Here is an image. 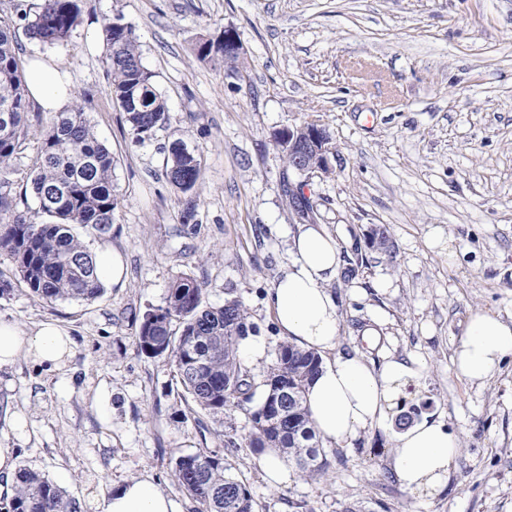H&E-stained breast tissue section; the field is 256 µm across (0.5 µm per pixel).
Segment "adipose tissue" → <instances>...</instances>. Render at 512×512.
Segmentation results:
<instances>
[{"label": "adipose tissue", "mask_w": 512, "mask_h": 512, "mask_svg": "<svg viewBox=\"0 0 512 512\" xmlns=\"http://www.w3.org/2000/svg\"><path fill=\"white\" fill-rule=\"evenodd\" d=\"M30 97L42 110L58 111L71 96L66 71L41 58L24 71ZM291 260L270 292L269 305L281 336L326 354L306 392L307 407L320 440L351 443L365 431L382 428L411 397L415 370L391 357L382 365L362 355L338 352L339 316L330 285L341 274L338 242L318 224L301 225L290 242ZM72 351L68 333L46 321L28 331L0 318V368L22 355L57 366ZM512 357V317L477 310L469 314L455 347L457 376L471 383L493 378ZM459 447L457 435L440 418L415 421L395 438V474L407 489L430 496L442 493ZM102 512H180L179 504L151 478L119 487Z\"/></svg>", "instance_id": "obj_1"}]
</instances>
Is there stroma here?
<instances>
[{
    "label": "stroma",
    "instance_id": "obj_1",
    "mask_svg": "<svg viewBox=\"0 0 512 512\" xmlns=\"http://www.w3.org/2000/svg\"><path fill=\"white\" fill-rule=\"evenodd\" d=\"M29 2L0 0L21 58L43 56L68 72L73 101L114 158L112 230L77 235L90 251H117L126 274L91 302L48 304L19 281L0 298V317L27 330L54 321L74 341L59 368L22 356L0 369V448L16 467L47 476L82 512H100L112 491L144 476L194 512L169 461L200 448L223 455L255 512H512V358L482 385L452 367L470 310L512 315V0H81L80 25L50 47L17 18ZM119 13L171 114L142 144L112 99L105 63L102 29ZM227 26L244 48L233 76L193 53ZM305 121L326 127L335 147L330 172L309 179L286 173L272 138ZM39 130L32 125L12 176L31 215L38 203L24 190ZM176 139L203 168L192 229L165 176L164 147ZM288 183L347 258L330 286L340 350L378 365L411 360L412 405L459 438L439 495L397 480L392 433L382 429L325 446L323 475L295 469L270 486L261 455L242 443L246 412L191 410L171 360L137 350L143 313L190 275L204 305L230 292L243 299L267 344L251 365L261 385L282 341L268 291L302 222ZM376 224L388 228L392 255L368 247ZM374 320L381 339L372 345L363 330Z\"/></svg>",
    "mask_w": 512,
    "mask_h": 512
}]
</instances>
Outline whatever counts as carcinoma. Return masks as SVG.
Instances as JSON below:
<instances>
[{
  "instance_id": "obj_1",
  "label": "carcinoma",
  "mask_w": 512,
  "mask_h": 512,
  "mask_svg": "<svg viewBox=\"0 0 512 512\" xmlns=\"http://www.w3.org/2000/svg\"><path fill=\"white\" fill-rule=\"evenodd\" d=\"M27 37L43 45L66 42L81 22L78 0H36L19 12ZM105 61L111 76L112 98L126 113L134 141L154 138L170 121L155 75L141 61L134 26L116 15L102 29ZM196 56L204 62L224 63V34L199 41ZM19 43L12 24L0 19V249L15 260L14 277L33 296L48 303L92 301L104 292L96 273L95 255L74 234L79 224L97 235L112 231L117 198L112 187V153L95 136L84 109L75 105L58 112L40 130V155L27 183L42 201L39 222L18 209L12 192V162L30 133L31 106L19 66ZM165 173L184 194H193L201 180L199 156L181 140L167 147ZM203 288L194 278L174 281L166 306L146 311L137 334L138 350L149 356H169L185 400L201 412H221L252 402L251 370L239 356L238 343L254 332L244 301L224 299L220 307H206ZM178 323L180 335L172 324ZM321 357L290 342L276 349L267 369L263 397L249 410L247 447L256 453L276 448L311 475L323 473L329 462L316 437L306 388L318 372ZM288 383L296 398L295 425L267 413L269 391ZM177 485L197 504L195 512H254V501L232 467L206 448L171 459ZM5 512H80L76 500L47 477L21 468Z\"/></svg>"
}]
</instances>
